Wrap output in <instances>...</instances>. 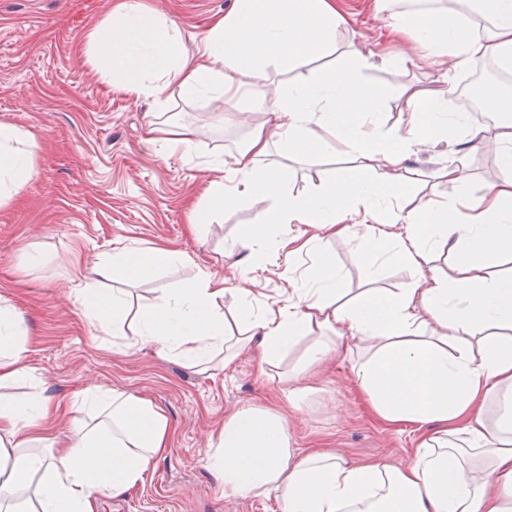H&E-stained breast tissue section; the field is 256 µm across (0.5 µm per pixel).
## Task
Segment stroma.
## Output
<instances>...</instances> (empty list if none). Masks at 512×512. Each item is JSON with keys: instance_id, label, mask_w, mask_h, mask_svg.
<instances>
[{"instance_id": "1", "label": "stroma", "mask_w": 512, "mask_h": 512, "mask_svg": "<svg viewBox=\"0 0 512 512\" xmlns=\"http://www.w3.org/2000/svg\"><path fill=\"white\" fill-rule=\"evenodd\" d=\"M112 0H0V122L31 132L37 142L34 170L23 194L0 204V299L10 301L22 319L19 337L27 347L26 365L43 393L66 407L56 425L69 433L83 419L80 397L86 390L117 387L150 399L170 422L167 451L150 465L145 480L128 492L132 512H281L271 496L214 501L217 482L204 459L220 444L225 421L252 407L272 408L288 417L292 444L299 450L333 448L356 461L386 459L407 465L425 436L414 425L391 423L378 415L361 392L347 359L302 368L305 343L278 360H262V345L248 348L222 369L205 370L137 342L138 312L181 287L201 271L242 285L243 296L259 308L288 303L289 276L305 275L314 254L267 256L247 281H239L236 259L244 248L229 249L231 238L264 226L270 199L248 197L192 233L191 204L200 202L210 176L206 160L233 153L251 125L267 114L234 102H187L173 98L165 122H190L202 134L191 157L168 154L148 140L153 105L109 88L94 68L76 56L87 31L107 14ZM158 14L176 19L186 41L199 38L211 18L233 0H146ZM347 19L336 31L329 67H348L366 58L358 76L385 93L381 122L399 128L411 118L406 93L431 94L442 87L459 91L476 70L497 81L489 58L440 75L404 45L407 61L391 65L381 36L387 17L376 0H339ZM448 158L433 134L410 152L398 187L404 208L429 195L454 196V182L438 177ZM269 163L282 169L289 191L302 193L316 183L350 171L336 153L284 155L273 147ZM512 176L495 155L479 150L465 158L470 199ZM337 226L326 250L336 263L346 299L361 300L366 288L392 296L409 287L415 271L390 260L384 274L369 280L367 266ZM163 245L176 254L169 266L145 281L115 272L100 277L104 261L123 249ZM77 260L69 268V260ZM123 296L127 310L118 330L104 334L80 304L87 280Z\"/></svg>"}]
</instances>
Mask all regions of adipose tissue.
<instances>
[{"label":"adipose tissue","mask_w":512,"mask_h":512,"mask_svg":"<svg viewBox=\"0 0 512 512\" xmlns=\"http://www.w3.org/2000/svg\"><path fill=\"white\" fill-rule=\"evenodd\" d=\"M392 44L413 42L439 68L466 67L489 56L512 68V0H448L389 11ZM479 17L487 34L471 25ZM345 18L336 0H235L215 15L185 50L180 26L150 14L142 0H116L87 34L79 61L97 68L122 93L165 111L173 94L202 99L252 98L268 71L331 55ZM498 121L480 131L456 119L446 92L407 97L412 120L383 128V95L347 68L312 69L264 102L268 119L252 127L229 158H210L212 177L190 221L201 224L240 198L272 199L274 224L313 225L317 241L336 221L356 215L352 239L380 277L389 251L407 265L430 268L435 245L448 246V272L416 282L396 296L344 300L333 260L318 254L291 281L287 306L265 314L238 302V289L206 274L175 288L138 315L141 341L204 367L223 347L221 299L260 337L265 360L290 351L312 328L309 365L352 360L358 385L377 413L395 423L425 425L428 435L411 464L349 461L326 448L291 445L288 418L269 408L246 409L224 424L221 448L208 467L225 496L274 495L282 512H512V178L493 183L467 213V195L433 198L403 210L392 180L423 132L492 150L512 169V89L484 91ZM286 152L327 150L355 161L354 174L288 192L279 168L265 162L272 143ZM34 137L0 123V203L20 195L34 168ZM174 260L164 246L119 252L113 270L146 279ZM80 303L99 329L120 326L121 296L86 283ZM20 317L0 305V383L31 378L17 337ZM89 423L66 437L52 433L57 408L42 390L21 399L0 396V512H97L98 493L125 496L166 450L169 420L152 401L112 388L81 396Z\"/></svg>","instance_id":"1"}]
</instances>
